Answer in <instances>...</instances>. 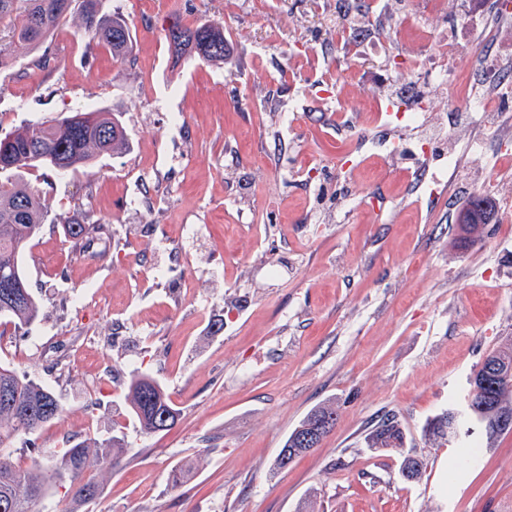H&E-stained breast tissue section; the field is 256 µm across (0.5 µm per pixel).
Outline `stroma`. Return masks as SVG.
<instances>
[{
    "mask_svg": "<svg viewBox=\"0 0 512 512\" xmlns=\"http://www.w3.org/2000/svg\"><path fill=\"white\" fill-rule=\"evenodd\" d=\"M133 51L88 48L82 17L0 70V136L76 109L119 113L128 146L67 175L23 181L47 211L27 251L41 312L0 361L65 413L18 443L31 465L73 438L121 429L128 450L82 512H512V432L457 465L427 422L462 401L512 341V143L454 110L456 91L408 68L448 37L456 0H104ZM223 25L224 64L174 59L172 19ZM367 33V45L344 31ZM414 82L427 124L448 119L453 172L420 188L379 151L374 104ZM498 216L460 246L459 213L486 174ZM107 224L81 254L62 223ZM222 330H214L215 322ZM135 372L181 412L141 434ZM332 402L320 447L274 466L288 433ZM403 451L367 446L385 415ZM420 457L418 480L399 472ZM193 471L172 485V469Z\"/></svg>",
    "mask_w": 512,
    "mask_h": 512,
    "instance_id": "35a3bbf8",
    "label": "stroma"
}]
</instances>
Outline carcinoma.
<instances>
[{"mask_svg": "<svg viewBox=\"0 0 512 512\" xmlns=\"http://www.w3.org/2000/svg\"><path fill=\"white\" fill-rule=\"evenodd\" d=\"M101 0H0V69L10 60V48L16 41L33 48L66 22L72 10H79L83 36L88 48L104 47L117 59L131 52V37L124 19L116 12H101ZM165 39L176 58L190 57L217 65L224 63L228 48L223 27L209 22L195 26L173 20ZM8 145L0 152V174H18L25 170L73 172L104 156L120 152L127 142L125 128L115 112L76 110L51 121L25 125L4 137ZM45 210L38 194L25 183L0 180V317L16 328L30 326L40 314V305L29 290L23 266L24 254L42 229ZM65 233L82 249L96 241L111 238L104 224H65ZM477 393L473 414L480 417L486 440L502 434L498 427L504 415L512 416V389L502 388L497 377L485 370L476 376ZM127 398L130 411L144 435L172 429L180 419V409L157 380L130 376ZM64 409L46 386L19 375L8 364L0 363V512H43L41 504L53 490L68 488L72 508L78 512L88 503L91 490H101L87 468L112 471L118 468L126 452L124 438L73 440L62 452L50 453L22 466L14 458V444L55 422ZM336 424V407L331 402L313 408L288 434L275 460L284 468L295 458L318 447ZM457 427L451 410L431 419L425 435L434 441H446ZM370 448L397 450L405 435L395 417L382 419L367 435Z\"/></svg>", "mask_w": 512, "mask_h": 512, "instance_id": "1", "label": "carcinoma"}]
</instances>
